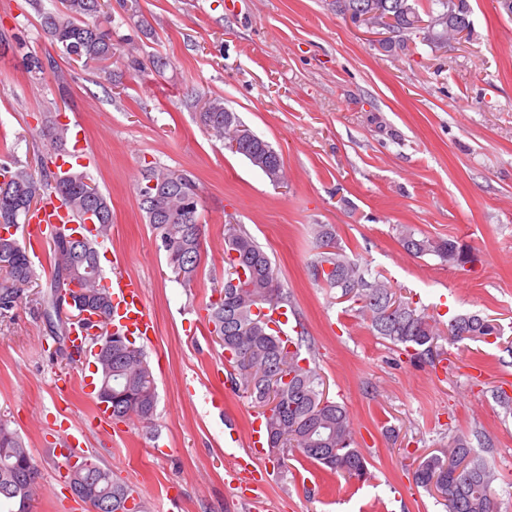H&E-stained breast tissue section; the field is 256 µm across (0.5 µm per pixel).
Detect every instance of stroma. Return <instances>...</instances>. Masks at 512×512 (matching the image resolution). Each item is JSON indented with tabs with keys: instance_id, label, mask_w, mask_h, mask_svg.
<instances>
[{
	"instance_id": "1",
	"label": "stroma",
	"mask_w": 512,
	"mask_h": 512,
	"mask_svg": "<svg viewBox=\"0 0 512 512\" xmlns=\"http://www.w3.org/2000/svg\"><path fill=\"white\" fill-rule=\"evenodd\" d=\"M60 4L0 0V30L24 41L0 55V136L38 167L50 113L96 156L86 172L113 214L100 264L104 277L119 270L148 286L158 333L144 350L158 401L151 428L97 431L81 385L55 388L54 376L80 367L53 352L42 300L54 259L43 247L38 284L0 321V419L40 465L33 512H57L60 502L64 512H89L61 481L63 417L85 429L84 454L143 489L150 512H445L414 487L411 469L455 433L492 466L499 512H512V412L494 398L499 388L512 394V18L494 0H470L469 39L387 53L375 30L338 14L333 0H242L235 14L224 0H112L113 40L144 68L120 60L105 79L68 64L42 31L39 10ZM27 53L55 59L56 71L32 77ZM210 97L281 154L284 184L210 134L200 117ZM148 161L198 182L205 235L192 288L174 280L139 208L134 186ZM228 222L245 225L293 293L304 347L369 461L366 483L263 451L243 480L254 500L226 485L258 417L204 321L224 281ZM316 224L334 225L346 251L437 319L490 316L501 339L448 342L437 365L411 363L368 330L353 303L311 280ZM403 224L465 243L479 260L456 269L410 256L398 241ZM232 431L238 442H229ZM157 437L165 456L151 451ZM261 471L272 474L263 486Z\"/></svg>"
}]
</instances>
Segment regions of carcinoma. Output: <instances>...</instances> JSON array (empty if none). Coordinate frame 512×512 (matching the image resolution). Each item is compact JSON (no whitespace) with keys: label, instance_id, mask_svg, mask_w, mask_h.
Here are the masks:
<instances>
[{"label":"carcinoma","instance_id":"carcinoma-1","mask_svg":"<svg viewBox=\"0 0 512 512\" xmlns=\"http://www.w3.org/2000/svg\"><path fill=\"white\" fill-rule=\"evenodd\" d=\"M336 11L368 14L375 12L391 20L390 26L398 40L383 46L391 52L403 48L414 35L428 45L439 46L448 37L463 31L471 32L469 0H335ZM111 16L95 8V0H64V6L40 13V26L62 55L77 53L83 66L109 73L107 62L116 55L112 43ZM224 101L210 99L204 103L201 120L218 139L231 135L224 125ZM232 117L236 113L228 114ZM43 139L49 143L47 158L58 154L66 141L65 125L52 116H44ZM252 154L268 164L264 175L275 186L284 178L281 154L251 129L239 141L237 154ZM139 208L150 225L158 250L165 255L167 265L177 282L189 288L197 279L201 265L203 225L201 215L184 222L176 220L199 197L196 182L187 174L161 166L147 164L142 180L137 184ZM53 195L62 205L95 218L97 233L107 239L112 234V206L88 176L72 168L52 171L44 165L38 171L22 165L15 158L0 163V213L15 211L18 220L28 223L29 204L39 203ZM316 255L308 265L312 281L336 289L338 299L351 301L375 336L389 340L402 349L412 361L433 363L440 355L443 343L452 339L485 341L502 335L501 326L478 314H459L452 319L459 334L448 337V325L437 320L414 302L398 294L390 281L381 274L352 259L341 246L331 224L313 225ZM400 244L416 258L437 257L448 267L461 268L477 261L475 253L465 244L450 239L419 236L407 224L400 225ZM98 242L89 238L72 241L50 236L53 254L60 255L61 264L54 266L51 292L44 301L45 311L56 307L55 290L59 269L65 268L68 279L77 282L94 296L106 320H112V302L104 276L92 277L90 262L99 260ZM224 265L227 278L244 277L241 295L228 303L224 299L206 304L208 323L224 336L223 348L232 349L242 343L249 353V369L244 370L233 359L232 382L235 387L260 403L266 392L255 383L256 373L284 359L296 373V385L280 395L270 416L263 418L268 447L275 454H297L316 467L334 472L344 479H366L370 476L368 461L356 440V432L347 409L325 397L322 377L302 354L301 342L292 337L281 339L269 322L253 313L259 305L274 311L292 306L290 294L276 277L271 259L242 224L224 225ZM39 280L26 240H16L6 246L0 243V316L8 317L21 302V289L30 288ZM397 308L389 316L385 311ZM100 382L110 392L112 419L119 422L136 420L142 426L152 424L157 403L155 379L143 349L128 352L114 344L106 354L96 359ZM80 460L89 467L64 482L101 489L112 481L111 489L102 498L112 504L103 512H146L140 493L133 485L117 478L108 468L88 456ZM40 469L20 434L0 422V508L7 512H29L34 499ZM413 481L430 496L438 495L448 512H497L494 488L495 474L491 466L473 453L468 438L448 436L445 450L423 458L417 465Z\"/></svg>","mask_w":512,"mask_h":512}]
</instances>
